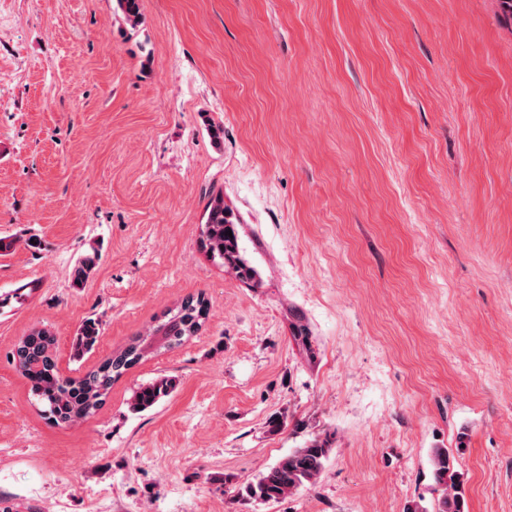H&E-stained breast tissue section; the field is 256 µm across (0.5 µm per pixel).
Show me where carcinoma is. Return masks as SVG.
<instances>
[{"instance_id": "1", "label": "carcinoma", "mask_w": 512, "mask_h": 512, "mask_svg": "<svg viewBox=\"0 0 512 512\" xmlns=\"http://www.w3.org/2000/svg\"><path fill=\"white\" fill-rule=\"evenodd\" d=\"M500 24L512 31V0H491ZM118 9L131 29L142 23L139 0H117ZM233 211L224 205V196L217 193L210 197L202 228L201 247L211 260L232 271L243 282H253L259 276L240 252ZM231 231L232 236L225 235ZM97 253L82 256L74 268L73 283L83 286L96 265ZM209 305L202 295L188 296L175 312L153 327L152 333L136 336L121 350L105 358L97 367L81 377H64L60 374L54 349V337L46 328H35L26 339L17 343L13 359L24 370L33 397L46 406L53 421L72 424L93 414L105 401L112 384L143 356L138 347L148 339L167 341V347L180 346L202 328ZM99 338V324L86 320L73 340L76 355L93 349ZM176 387L175 380L159 376L140 385L131 397L130 407L139 413L152 408L170 395ZM330 448L325 440L314 439L282 457L255 481L245 487L246 494L263 503H271L293 494L315 482L328 458ZM432 466L437 484L441 487L436 512H466L465 482L453 469V460L446 449L438 448L432 456Z\"/></svg>"}]
</instances>
